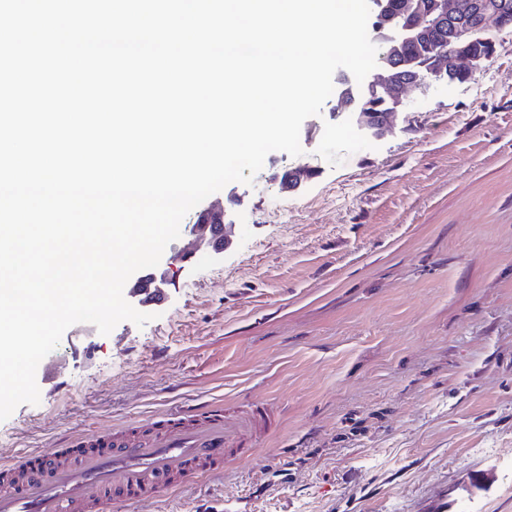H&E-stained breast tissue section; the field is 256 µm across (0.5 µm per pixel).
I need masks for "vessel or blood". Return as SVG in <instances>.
Masks as SVG:
<instances>
[{
  "instance_id": "1",
  "label": "vessel or blood",
  "mask_w": 512,
  "mask_h": 512,
  "mask_svg": "<svg viewBox=\"0 0 512 512\" xmlns=\"http://www.w3.org/2000/svg\"><path fill=\"white\" fill-rule=\"evenodd\" d=\"M264 404L225 416L212 400L152 417L131 433L102 427L73 434L67 447L24 452L0 462V512H111L159 501L190 479L224 473L227 454L248 457Z\"/></svg>"
}]
</instances>
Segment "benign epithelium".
<instances>
[{
	"label": "benign epithelium",
	"instance_id": "1",
	"mask_svg": "<svg viewBox=\"0 0 512 512\" xmlns=\"http://www.w3.org/2000/svg\"><path fill=\"white\" fill-rule=\"evenodd\" d=\"M404 10L416 18V25L411 30L426 33L455 26V43L448 51H441L434 59L428 76L403 68V63L393 56L383 66L381 72L368 86L369 91L389 102L386 111L359 109L346 93L340 94L342 110L348 112L357 128L372 136H378L390 130L398 113L406 111L404 92L410 87L422 86L432 80L438 83L448 82V74L456 70H473L482 62L497 53L498 44L493 39H484L481 34L488 31L502 32L512 30V11L495 9L481 0H432L429 4L404 2ZM485 48H477V43ZM179 259L161 258L159 264L147 273H141L129 287L127 297L142 303L139 288L144 282L153 283L159 289L166 288L172 279Z\"/></svg>",
	"mask_w": 512,
	"mask_h": 512
}]
</instances>
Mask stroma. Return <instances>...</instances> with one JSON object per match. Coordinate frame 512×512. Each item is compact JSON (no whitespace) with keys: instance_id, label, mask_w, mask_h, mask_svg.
<instances>
[{"instance_id":"35a3bbf8","label":"stroma","mask_w":512,"mask_h":512,"mask_svg":"<svg viewBox=\"0 0 512 512\" xmlns=\"http://www.w3.org/2000/svg\"><path fill=\"white\" fill-rule=\"evenodd\" d=\"M465 83L405 93L392 133L330 96L303 153L267 155L220 203L221 258L184 262L144 326L68 328L40 402L0 421V460L75 432L263 401L256 453L127 512H512V32ZM312 169L292 190L288 172Z\"/></svg>"}]
</instances>
